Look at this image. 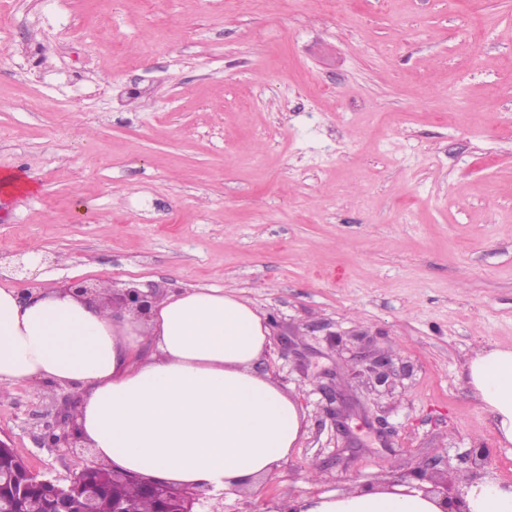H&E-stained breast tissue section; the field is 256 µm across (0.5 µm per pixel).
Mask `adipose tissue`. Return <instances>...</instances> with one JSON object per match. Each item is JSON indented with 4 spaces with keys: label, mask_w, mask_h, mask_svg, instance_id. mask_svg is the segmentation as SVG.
Returning a JSON list of instances; mask_svg holds the SVG:
<instances>
[{
    "label": "adipose tissue",
    "mask_w": 512,
    "mask_h": 512,
    "mask_svg": "<svg viewBox=\"0 0 512 512\" xmlns=\"http://www.w3.org/2000/svg\"><path fill=\"white\" fill-rule=\"evenodd\" d=\"M263 311L221 288L156 297L147 320L52 288L0 287V385L51 384L82 399L92 463L220 494L269 475L296 447V403L254 362L270 344ZM468 384L512 443V348H486ZM469 512H512V487L468 486ZM295 512H441L415 490L302 497Z\"/></svg>",
    "instance_id": "ef3b65f1"
}]
</instances>
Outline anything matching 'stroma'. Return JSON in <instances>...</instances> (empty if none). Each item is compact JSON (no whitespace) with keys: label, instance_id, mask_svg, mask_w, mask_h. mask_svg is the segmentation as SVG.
<instances>
[{"label":"stroma","instance_id":"stroma-1","mask_svg":"<svg viewBox=\"0 0 512 512\" xmlns=\"http://www.w3.org/2000/svg\"><path fill=\"white\" fill-rule=\"evenodd\" d=\"M5 15L0 170L35 188L0 206V287L231 288L269 320L255 369L304 434L193 512H273L430 463L453 492L512 481L466 383L478 349L512 348V0H0ZM35 246L27 280L11 266ZM365 345L386 383L356 370ZM328 371L362 403L344 467ZM67 405L64 387H0V435L62 483L92 455L39 445Z\"/></svg>","mask_w":512,"mask_h":512}]
</instances>
